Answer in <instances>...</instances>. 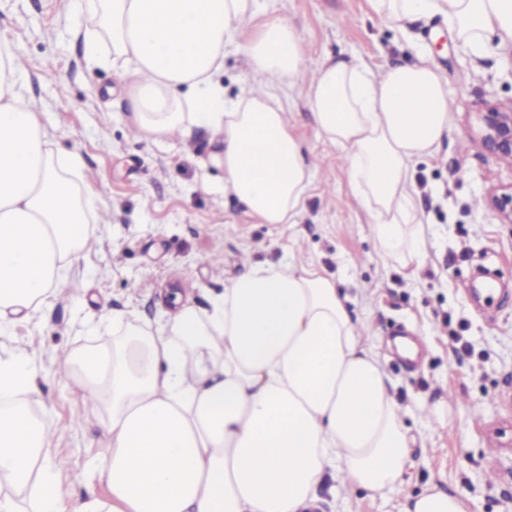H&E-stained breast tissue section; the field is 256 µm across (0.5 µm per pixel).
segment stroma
<instances>
[{
  "instance_id": "stroma-1",
  "label": "stroma",
  "mask_w": 512,
  "mask_h": 512,
  "mask_svg": "<svg viewBox=\"0 0 512 512\" xmlns=\"http://www.w3.org/2000/svg\"><path fill=\"white\" fill-rule=\"evenodd\" d=\"M266 4L298 31L308 68L327 53L375 69L421 53L446 79L452 131L414 173L427 241L421 267L380 253L344 154L317 134L302 87L275 92L311 150L312 185L295 223L262 224L225 191L223 169L208 161L209 132L134 138L117 70L84 62L77 34L84 19L72 0H0V37L19 51L43 126L56 149L82 156L97 190L88 242L51 303L30 320L0 326V344L24 351L41 374L30 403L51 429L50 448L76 472L66 497L102 493L86 463L106 451L107 418L85 417L63 355L111 344L113 312L164 321L187 305L207 308L247 262L292 260L348 293L415 438L398 490L323 488L316 512H401L407 496L431 483L460 497L467 512H512V224L488 204L512 185V164L477 135L478 113L512 103V46L475 56L442 17L402 29L378 17L369 0ZM403 328L419 342L413 368L392 345ZM459 336L469 352L456 353Z\"/></svg>"
}]
</instances>
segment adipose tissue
<instances>
[{"mask_svg":"<svg viewBox=\"0 0 512 512\" xmlns=\"http://www.w3.org/2000/svg\"><path fill=\"white\" fill-rule=\"evenodd\" d=\"M399 26L443 15L474 53L512 46V0H371ZM96 17L84 58L124 76L128 128L160 141L217 134L224 187L263 224L299 215L312 168L274 86L303 85L316 131L345 152L355 194L385 257L420 264L415 165L451 132L446 81L426 60L374 71L325 55L303 81L301 38L260 0H77ZM250 60L254 87L229 101L224 52ZM17 51L0 43V320L47 306L88 240L94 186L79 154H57ZM334 279L296 263L246 264L208 310L163 324L112 315V343L64 364L106 412L95 469L107 497L65 501L70 467L53 454L29 398L39 371L0 351V512H308L326 482L399 487L410 439L395 388Z\"/></svg>","mask_w":512,"mask_h":512,"instance_id":"ef3b65f1","label":"adipose tissue"}]
</instances>
